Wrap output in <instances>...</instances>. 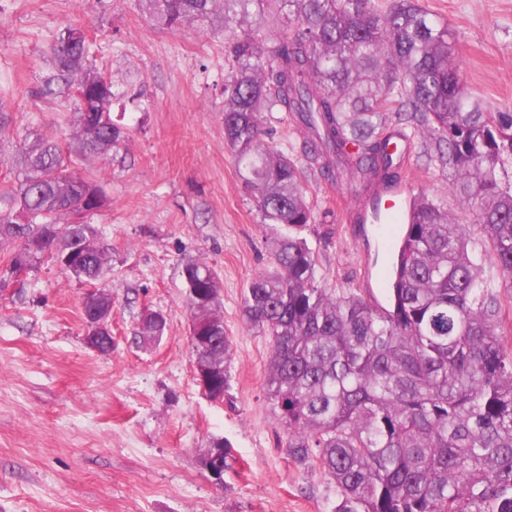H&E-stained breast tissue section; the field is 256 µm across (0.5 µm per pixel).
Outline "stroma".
<instances>
[{
	"mask_svg": "<svg viewBox=\"0 0 512 512\" xmlns=\"http://www.w3.org/2000/svg\"><path fill=\"white\" fill-rule=\"evenodd\" d=\"M447 25L472 96L512 111V0H418ZM68 25L86 30L111 74L113 118L127 147L102 161L107 204L92 218L112 248V350L84 342L90 285L45 263L26 287H0V512H335L336 486L297 466L265 397L270 354L246 327L242 298L269 263L265 224L224 144V47L232 34L194 24L171 31L143 0H0V189L14 180L30 132L67 139L73 105L46 93L50 49ZM409 193L448 197L451 171L407 145ZM316 221L303 230L329 288L385 302L392 252L370 224L350 222L347 184L308 178ZM470 245L512 331L506 287L478 227ZM213 267L233 347L230 389L206 398L195 376L183 265ZM162 313L156 344L135 340L141 315ZM228 442L234 469L215 482L201 455Z\"/></svg>",
	"mask_w": 512,
	"mask_h": 512,
	"instance_id": "1",
	"label": "stroma"
}]
</instances>
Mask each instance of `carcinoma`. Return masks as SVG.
I'll return each mask as SVG.
<instances>
[{
  "mask_svg": "<svg viewBox=\"0 0 512 512\" xmlns=\"http://www.w3.org/2000/svg\"><path fill=\"white\" fill-rule=\"evenodd\" d=\"M156 24L220 19L244 25L226 50L224 142L263 223L283 228L271 262L242 302L247 325L271 349L270 409L294 463L318 464L336 485L335 512H512V348L500 333L497 294L468 250L467 213L512 288V112H490L468 92L448 28L414 0H145ZM71 25L51 47L47 83L73 90L71 152L52 136L23 144L21 176L0 190V248L22 233L60 241L65 271L90 284L112 272L109 247L88 221L97 175L74 168L105 160L125 139L112 118V79ZM91 102L93 116L84 115ZM282 113L300 136L283 150L263 139L264 114ZM419 138L452 170L456 209L419 192L400 227L387 305L320 286L301 232L315 223L306 174L366 193L400 180L389 151ZM192 321L206 327L195 359L211 371L206 395L229 388L232 342L224 332L221 281L204 262L183 266ZM167 320L142 317L135 339L158 341Z\"/></svg>",
  "mask_w": 512,
  "mask_h": 512,
  "instance_id": "cac0c4a2",
  "label": "carcinoma"
}]
</instances>
